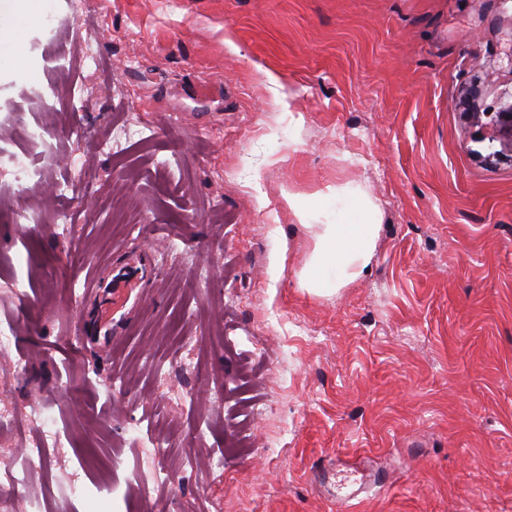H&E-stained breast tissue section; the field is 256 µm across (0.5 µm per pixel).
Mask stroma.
<instances>
[{"mask_svg":"<svg viewBox=\"0 0 512 512\" xmlns=\"http://www.w3.org/2000/svg\"><path fill=\"white\" fill-rule=\"evenodd\" d=\"M34 13L0 55V407L56 435L25 512H512V0ZM346 182L376 250L318 294L286 198ZM124 272L105 338L83 283Z\"/></svg>","mask_w":512,"mask_h":512,"instance_id":"35a3bbf8","label":"stroma"}]
</instances>
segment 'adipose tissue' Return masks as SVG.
Masks as SVG:
<instances>
[{
    "instance_id": "adipose-tissue-1",
    "label": "adipose tissue",
    "mask_w": 512,
    "mask_h": 512,
    "mask_svg": "<svg viewBox=\"0 0 512 512\" xmlns=\"http://www.w3.org/2000/svg\"><path fill=\"white\" fill-rule=\"evenodd\" d=\"M326 199L336 209L332 224H314L316 245L301 272L314 291L333 292L359 279L376 247L379 210L360 186L350 183L328 188Z\"/></svg>"
}]
</instances>
